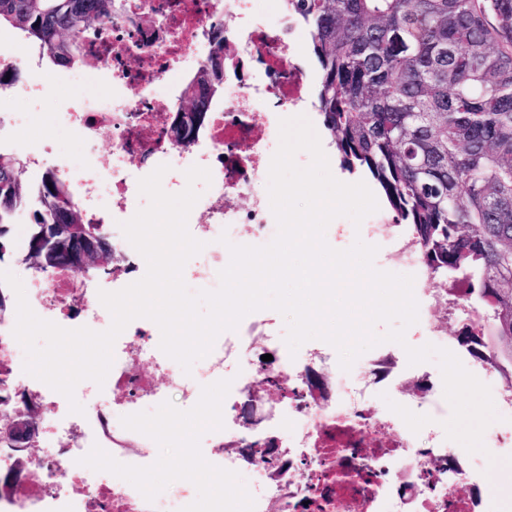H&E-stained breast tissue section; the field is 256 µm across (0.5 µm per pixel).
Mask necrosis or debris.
<instances>
[{
    "instance_id": "1",
    "label": "necrosis or debris",
    "mask_w": 512,
    "mask_h": 512,
    "mask_svg": "<svg viewBox=\"0 0 512 512\" xmlns=\"http://www.w3.org/2000/svg\"><path fill=\"white\" fill-rule=\"evenodd\" d=\"M126 16L90 48L105 62L112 79L111 96L83 99L63 113L65 126L89 143L112 145V171L103 173L86 156L55 163L51 171L75 191L86 216L106 225L118 245L123 269L113 290L142 278L147 264L119 231L139 210V180L167 165L164 191L182 192L192 166L209 169L210 182H196L200 198L189 219L200 225L205 247L184 273L190 285L215 279L222 259L220 236L238 242L245 224L255 245H262L274 221L269 197L253 195L243 210L220 209L216 202L259 181L258 159L272 158L279 145L278 111L303 110L307 74L288 38L293 15L287 0H276L277 32L253 9V0H229L235 29L225 40L237 41L240 60L259 65L248 86H228L224 102L209 114L205 129L188 146L173 143L156 115L182 69L198 58L207 41L218 0H122ZM149 22L131 30L129 16ZM26 297L40 318L71 329L80 325L107 330L110 312L97 288L82 285L75 273L26 269ZM281 315L274 310L246 316L237 329L222 332L211 352L191 373L160 349L161 331L151 320L131 321L113 347V364L104 384L81 381L76 395L90 403L84 414L70 412L54 390L23 370L25 351L12 326L0 322V383L25 395L15 403L37 405L42 456L0 448V512H487L480 500L457 494L450 472L472 473L473 464L448 467V440L434 423L447 410L438 397L418 406L422 437L407 433L398 414L378 408L374 398L380 378L397 381L407 373L392 355L375 358L370 368L341 370L329 353L307 349L305 359L327 365L332 377L326 390L308 386L304 371L289 357L262 365L251 356L256 341H280ZM166 379L153 386L140 366ZM287 379L288 389L267 415L261 429L244 428L231 416L237 398L267 379ZM208 397L219 415L212 430L200 429L195 406ZM177 398L175 419L193 437L184 443L190 463H204L213 473L246 474L240 494L213 487L200 494L195 482L177 488L149 485L158 467L157 450L167 437L143 432L137 422L146 410L165 411ZM389 440H372L377 430ZM250 442L255 456L243 457L238 446ZM109 467H99V460Z\"/></svg>"
}]
</instances>
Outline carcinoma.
Here are the masks:
<instances>
[{
  "mask_svg": "<svg viewBox=\"0 0 512 512\" xmlns=\"http://www.w3.org/2000/svg\"><path fill=\"white\" fill-rule=\"evenodd\" d=\"M320 68L316 106L342 169L364 171L393 222L411 230L436 287L473 311L457 331L477 361L491 360L512 388V0H292ZM115 0H0V23L20 30L41 58L88 62L87 41L112 25ZM210 57L183 91L190 121L167 130L196 139L224 87V20L214 16ZM21 163L0 152V259L16 211L36 201L32 232L55 224L60 243L96 236L69 187L53 174L35 191ZM44 272L66 269L28 248ZM108 245L88 264L110 274ZM36 419L34 408L0 414V431Z\"/></svg>",
  "mask_w": 512,
  "mask_h": 512,
  "instance_id": "1",
  "label": "carcinoma"
}]
</instances>
